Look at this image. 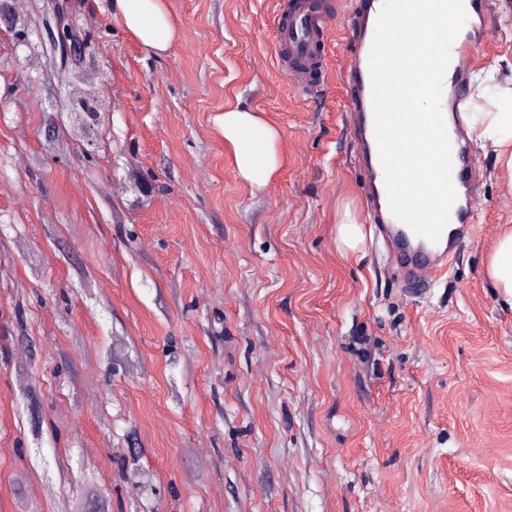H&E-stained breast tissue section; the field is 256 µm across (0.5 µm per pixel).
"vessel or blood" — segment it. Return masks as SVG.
Returning <instances> with one entry per match:
<instances>
[{
    "instance_id": "obj_1",
    "label": "vessel or blood",
    "mask_w": 512,
    "mask_h": 512,
    "mask_svg": "<svg viewBox=\"0 0 512 512\" xmlns=\"http://www.w3.org/2000/svg\"><path fill=\"white\" fill-rule=\"evenodd\" d=\"M477 16L471 30L456 39L450 52L451 76L443 82L441 108L449 114L447 127L452 147V181L457 199L451 209L452 228L438 242L417 236L391 212L374 134L369 55L375 22L382 0H362L353 9L348 0H286L278 21L276 41L284 56L291 86L306 94L317 86L325 64L328 34L342 27L348 65L342 73L346 102L344 110L357 144L361 185L370 203L372 221L379 226L390 248L394 264L402 271L405 285L412 291L424 290L446 267V260L462 240L471 237L476 226L472 219L482 201L476 169L469 158L463 135L461 114L467 108L464 90L490 31L483 23L489 0H471Z\"/></svg>"
}]
</instances>
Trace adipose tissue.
<instances>
[{"mask_svg": "<svg viewBox=\"0 0 512 512\" xmlns=\"http://www.w3.org/2000/svg\"><path fill=\"white\" fill-rule=\"evenodd\" d=\"M111 9L128 34L155 52H167L177 38L166 0H111ZM496 94L502 100L498 111L486 113L480 123L466 118L465 124L476 131L480 142L500 147L512 143V87H497ZM216 123L232 148L239 177L256 188L267 186L283 164L276 127L240 105L225 109ZM486 275L503 302L512 307V231L499 237Z\"/></svg>", "mask_w": 512, "mask_h": 512, "instance_id": "ef3b65f1", "label": "adipose tissue"}]
</instances>
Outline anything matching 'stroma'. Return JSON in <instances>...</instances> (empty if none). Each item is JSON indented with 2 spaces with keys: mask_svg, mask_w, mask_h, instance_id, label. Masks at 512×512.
I'll return each mask as SVG.
<instances>
[{
  "mask_svg": "<svg viewBox=\"0 0 512 512\" xmlns=\"http://www.w3.org/2000/svg\"><path fill=\"white\" fill-rule=\"evenodd\" d=\"M278 2L167 0L179 35L157 55L110 0H78L91 60L51 70L0 29V512H76L88 483L112 512H512V308L485 277L512 182L471 140L477 231L407 293L354 167L341 35L321 91L298 93ZM488 26L473 74L501 85L512 0ZM19 72L95 93L96 155L67 113L45 141L54 103ZM237 104L280 132L261 189L214 123ZM347 215L366 241L345 260ZM30 387L46 473L23 458Z\"/></svg>",
  "mask_w": 512,
  "mask_h": 512,
  "instance_id": "stroma-1",
  "label": "stroma"
}]
</instances>
